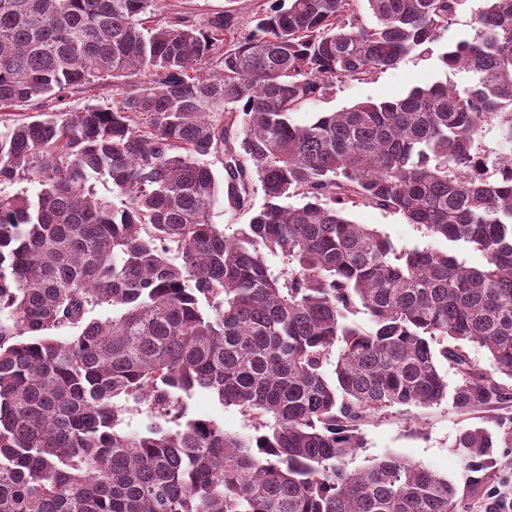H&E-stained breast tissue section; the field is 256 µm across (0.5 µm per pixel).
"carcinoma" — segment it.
Returning a JSON list of instances; mask_svg holds the SVG:
<instances>
[{"mask_svg": "<svg viewBox=\"0 0 512 512\" xmlns=\"http://www.w3.org/2000/svg\"><path fill=\"white\" fill-rule=\"evenodd\" d=\"M156 2L0 0V110L129 79L110 105L0 126V184L22 185L0 190V512H456L427 468L347 459L387 409L512 400V159L480 148L489 123L512 146V0L441 55L466 85L306 125L291 113L427 49L460 0H272L248 30L230 13L153 25ZM223 184L252 212L232 236L211 222ZM358 205L487 265L399 250ZM197 388L257 434L186 417ZM131 407L157 421L125 432ZM454 448L471 469L512 448V422Z\"/></svg>", "mask_w": 512, "mask_h": 512, "instance_id": "cac0c4a2", "label": "carcinoma"}]
</instances>
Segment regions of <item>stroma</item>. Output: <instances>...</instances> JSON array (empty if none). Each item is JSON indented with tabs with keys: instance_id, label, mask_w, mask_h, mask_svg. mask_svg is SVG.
<instances>
[{
	"instance_id": "35a3bbf8",
	"label": "stroma",
	"mask_w": 512,
	"mask_h": 512,
	"mask_svg": "<svg viewBox=\"0 0 512 512\" xmlns=\"http://www.w3.org/2000/svg\"><path fill=\"white\" fill-rule=\"evenodd\" d=\"M263 0H158L156 18L164 22L189 15L203 25L214 16L232 13L242 28H250L253 14ZM485 7V0H463L448 27L424 52H414L398 65L380 70L364 81L333 85L326 93L304 103L293 112L294 123L312 122L323 112H334L360 101H382L405 96L411 89L425 87L445 79L464 83L461 73H445L440 56L448 47L472 32L474 18ZM355 223L375 228L387 236L396 248L453 249L467 266L486 265V256L472 247L430 236L425 227L408 223L391 210L357 206L351 211ZM188 416L216 421L225 431L251 434L253 420L235 407L222 405L217 396L198 389L184 396ZM512 417V401L493 410L463 414L450 400L429 407L404 406L368 417L360 427L362 446L349 459V468H364L396 454L450 480L457 491L459 512H502L504 496L512 493V452L498 454L497 461L484 469L469 470L455 451L453 443L465 427H493L496 420Z\"/></svg>"
}]
</instances>
